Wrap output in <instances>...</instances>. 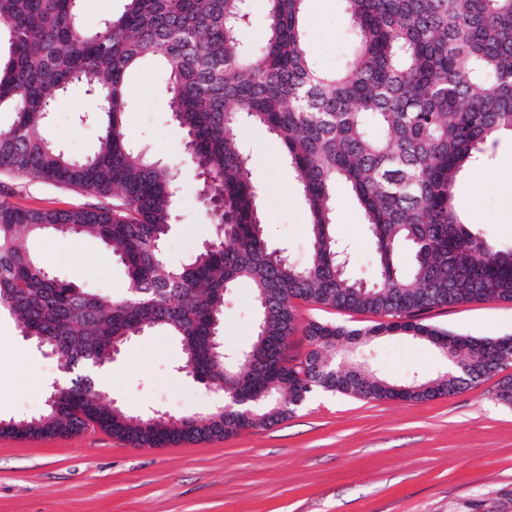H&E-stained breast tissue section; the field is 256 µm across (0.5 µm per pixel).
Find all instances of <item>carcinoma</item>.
<instances>
[{
	"mask_svg": "<svg viewBox=\"0 0 512 512\" xmlns=\"http://www.w3.org/2000/svg\"><path fill=\"white\" fill-rule=\"evenodd\" d=\"M78 0H0V174L39 178L105 205L26 209L0 194V312L47 347L72 374L58 409L0 420V433L71 435L95 425L135 448L227 438L270 428L315 391L360 399L426 401L454 395L508 367L512 336L484 338L425 324L440 306L512 302V248L459 221L458 174L501 135L512 136V0H345L353 35L345 68L308 61L306 0H265L266 40L241 33L245 0H125L95 30ZM168 73L164 87L184 156L202 177L219 232L189 263L169 265L162 242L173 224L171 169L131 144L125 77L141 62ZM111 105L88 114L100 128L93 152L74 159L47 137L48 115L73 83ZM280 142L309 209L310 260L297 266L268 242L261 192L237 134L240 121ZM346 184L375 244L369 281L345 275L347 248L333 232L334 190ZM88 236L112 249L128 286L120 298L52 275L27 241L46 232ZM413 253L403 274L398 256ZM253 290L251 346L217 361L224 300L240 282ZM302 301L385 320L364 328L310 321ZM159 329L181 344L183 369L224 392L200 418L130 416L97 398L84 366L105 368L132 336ZM312 349L299 360L288 339ZM403 332L426 336L452 368L395 382L337 361L336 340Z\"/></svg>",
	"mask_w": 512,
	"mask_h": 512,
	"instance_id": "1",
	"label": "carcinoma"
}]
</instances>
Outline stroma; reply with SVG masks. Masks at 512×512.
I'll return each mask as SVG.
<instances>
[{
	"label": "stroma",
	"instance_id": "1",
	"mask_svg": "<svg viewBox=\"0 0 512 512\" xmlns=\"http://www.w3.org/2000/svg\"><path fill=\"white\" fill-rule=\"evenodd\" d=\"M302 25L311 65L340 70L353 36L344 0H307ZM166 72L142 63L126 76L125 118L133 145L173 165L180 195L164 249L174 265L189 262L217 232L196 169L183 160V133L169 116ZM95 101L76 83L55 103L48 135L74 157L90 153L99 128L84 118ZM242 144L263 193L270 243L295 264L309 259L307 205L280 145L261 126L244 124ZM13 201L27 208L67 209L86 196L36 178L16 182ZM462 223L501 248L512 246V138L500 137L455 186ZM335 233L348 246L347 273L371 274L373 242L345 187L335 193ZM31 248L58 278L101 294L125 292L126 271L91 237L49 234ZM255 306L239 283L224 304L225 347H248ZM424 323L476 337L512 336V302L461 303L432 309ZM356 359L393 380L432 376L447 361L430 344L402 332L377 338ZM64 377L59 358L23 338L0 317V418L42 412ZM108 400L130 415L155 410L206 415L217 389L182 368L180 344L155 331L134 337L98 372ZM490 378L424 402L360 400L314 392L291 417L269 429L166 448H134L97 428L65 437L0 435V512H512V405Z\"/></svg>",
	"mask_w": 512,
	"mask_h": 512
}]
</instances>
